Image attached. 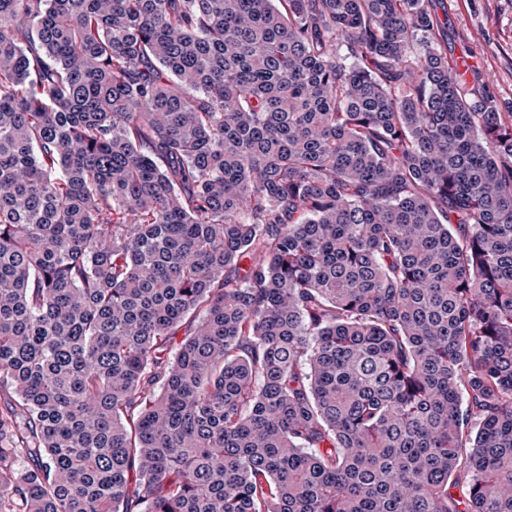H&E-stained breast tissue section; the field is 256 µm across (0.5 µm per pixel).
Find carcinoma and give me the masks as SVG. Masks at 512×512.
<instances>
[{
	"mask_svg": "<svg viewBox=\"0 0 512 512\" xmlns=\"http://www.w3.org/2000/svg\"><path fill=\"white\" fill-rule=\"evenodd\" d=\"M441 2L0 0V512H512V120Z\"/></svg>",
	"mask_w": 512,
	"mask_h": 512,
	"instance_id": "cac0c4a2",
	"label": "carcinoma"
}]
</instances>
